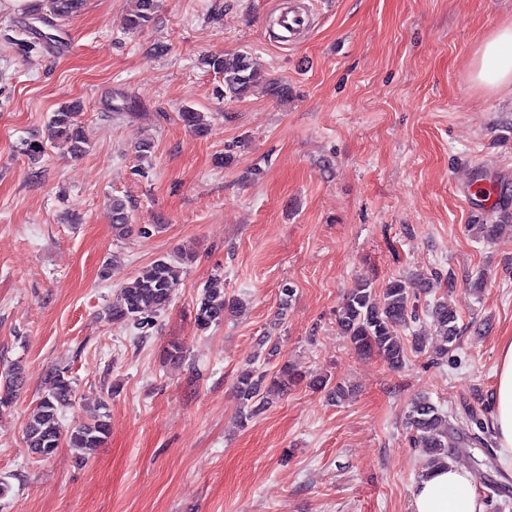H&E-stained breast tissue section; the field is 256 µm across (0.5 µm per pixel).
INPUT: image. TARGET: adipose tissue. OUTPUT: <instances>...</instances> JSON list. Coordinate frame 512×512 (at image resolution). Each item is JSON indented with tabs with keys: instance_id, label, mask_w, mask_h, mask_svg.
Instances as JSON below:
<instances>
[{
	"instance_id": "obj_1",
	"label": "adipose tissue",
	"mask_w": 512,
	"mask_h": 512,
	"mask_svg": "<svg viewBox=\"0 0 512 512\" xmlns=\"http://www.w3.org/2000/svg\"><path fill=\"white\" fill-rule=\"evenodd\" d=\"M474 82L487 89L512 85V24L496 28L479 45L472 63ZM491 393V428L500 454L512 460V337L498 350ZM469 468L448 463L424 472L413 491L414 512H483Z\"/></svg>"
}]
</instances>
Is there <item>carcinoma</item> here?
I'll use <instances>...</instances> for the list:
<instances>
[{
	"instance_id": "carcinoma-1",
	"label": "carcinoma",
	"mask_w": 512,
	"mask_h": 512,
	"mask_svg": "<svg viewBox=\"0 0 512 512\" xmlns=\"http://www.w3.org/2000/svg\"><path fill=\"white\" fill-rule=\"evenodd\" d=\"M135 8L122 19L123 29L130 33L143 31L153 20L156 0H134ZM84 0H44V12L39 20L48 26L55 21H64L79 13ZM203 64L224 76V97L231 100L243 98L251 88L264 81L262 68L247 53L233 55H210ZM184 125L198 131L206 130L203 115L186 108L180 112ZM88 139L82 119V107L77 101L64 103L51 113L47 125V139L25 144L24 153L32 159L43 155L47 148L62 147L73 155L85 152ZM112 228L120 235L131 231L146 237L156 228L154 224H129L127 206L123 200H112ZM482 238L497 241L504 233L512 235L510 224H477ZM180 270L169 260L158 259L142 269L125 285L107 320L133 326L144 333L154 324L155 317L165 311L172 302L179 284ZM422 285L413 279L394 278L384 288L376 290L366 279L357 280L347 292L337 313V326L347 336L353 349L360 354H378L397 369L405 362L407 349L398 328L419 317L417 294ZM235 300L224 294L220 281L206 285L196 307L195 320L200 330L206 331L224 321L233 312ZM437 329L443 336L444 345L435 348L434 354L443 358L458 339V315L448 302L437 301L427 310ZM288 382V366H283L272 376L254 368L241 372L236 379V393L240 403L242 419L249 421L266 409L271 396L280 392ZM48 387L41 397L38 409L29 421L25 432V443L29 451L42 458H50L61 447L63 433L60 424L61 412L73 404L75 394L73 381L64 368L55 369L47 380ZM23 385L22 368L17 366L5 381L0 393V407L12 403L14 393ZM108 414L94 417L91 423L70 432L68 441L73 448H98L109 434ZM465 418L477 430L464 432L452 423L453 415L444 412L430 399L415 400L407 415V425L412 431L414 447L422 449L428 456V467H440L452 459L462 445L485 446L479 435L483 423L477 411L465 407Z\"/></svg>"
}]
</instances>
